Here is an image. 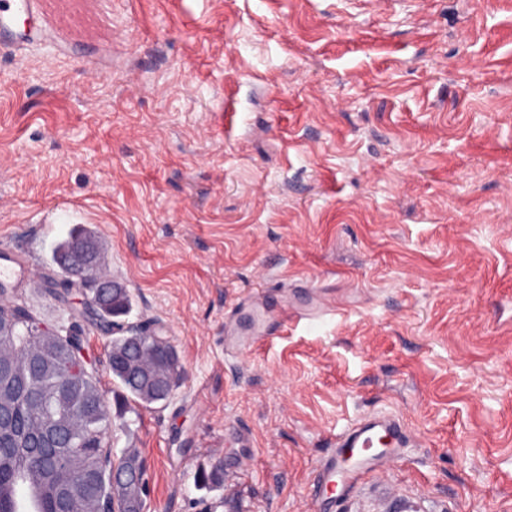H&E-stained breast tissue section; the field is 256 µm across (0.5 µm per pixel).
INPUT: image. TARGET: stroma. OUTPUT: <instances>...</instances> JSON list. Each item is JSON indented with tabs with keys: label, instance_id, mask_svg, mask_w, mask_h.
Wrapping results in <instances>:
<instances>
[{
	"label": "stroma",
	"instance_id": "obj_1",
	"mask_svg": "<svg viewBox=\"0 0 512 512\" xmlns=\"http://www.w3.org/2000/svg\"><path fill=\"white\" fill-rule=\"evenodd\" d=\"M0 46V244L80 331L144 512H319L332 433L414 440L336 512H512V0H70ZM77 228L123 327L182 367L134 402L52 262ZM318 319L224 353L262 294ZM96 295L104 296L107 292L112 290V293L120 288V291L115 294L112 300V295L105 300V306L103 313L105 316H112L124 312L129 307V295L125 288H122L120 284L109 279H99L95 285Z\"/></svg>",
	"mask_w": 512,
	"mask_h": 512
}]
</instances>
